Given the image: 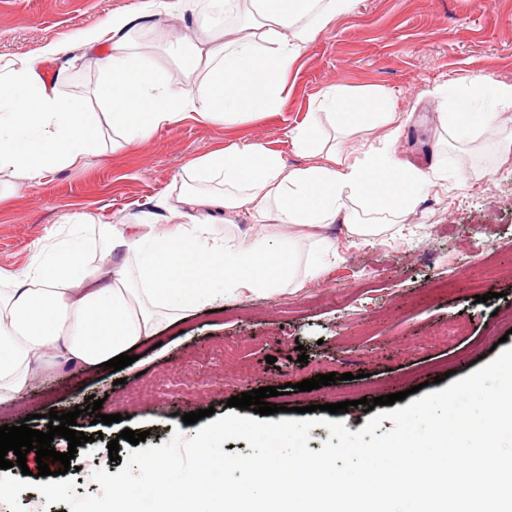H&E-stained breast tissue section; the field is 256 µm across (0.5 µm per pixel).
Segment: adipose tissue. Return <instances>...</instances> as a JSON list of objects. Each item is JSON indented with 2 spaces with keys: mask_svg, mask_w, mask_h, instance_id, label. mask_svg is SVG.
<instances>
[{
  "mask_svg": "<svg viewBox=\"0 0 512 512\" xmlns=\"http://www.w3.org/2000/svg\"><path fill=\"white\" fill-rule=\"evenodd\" d=\"M355 0H254L253 18L237 28L195 42L165 37L170 12L215 15L234 11L237 0H140L112 14L98 30L78 36L103 73L96 96L104 118L83 99L62 95L40 74L35 59L0 65V173L31 183L48 173L84 166L103 155V132L112 145L149 139L187 114L205 122L246 123L280 111L286 78L307 45ZM160 41L180 67L203 74L197 90L177 87L154 60L133 52L135 41ZM321 104L338 131L380 123L399 126L394 99L384 92L352 93L332 87ZM307 165L287 169L281 154L261 143L234 145L193 161L185 188L167 199L168 228L127 236L101 225L107 251L91 257L79 239L36 244L40 258L23 270H0V405L26 389L36 366L64 359L96 367L149 338L160 323L175 324L190 312L244 292L266 293L294 283L298 270L287 243L275 234L248 238L226 233L235 217L265 223L317 226L340 222L363 244L413 211L431 174L398 164L388 147H368L346 159L325 147L315 117L291 133ZM379 216L376 224L359 212ZM126 249L134 269L101 276L112 251Z\"/></svg>",
  "mask_w": 512,
  "mask_h": 512,
  "instance_id": "1",
  "label": "adipose tissue"
}]
</instances>
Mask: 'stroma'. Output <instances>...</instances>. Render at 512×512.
<instances>
[{"label":"stroma","mask_w":512,"mask_h":512,"mask_svg":"<svg viewBox=\"0 0 512 512\" xmlns=\"http://www.w3.org/2000/svg\"><path fill=\"white\" fill-rule=\"evenodd\" d=\"M135 2L0 0V58H34L62 94L91 96L98 67L71 38ZM66 41L75 63L65 70L45 50ZM477 75L512 83V0H357L303 53L287 78L291 91L281 111L226 126L191 116L38 184L0 177V270L17 271L32 262L36 242L67 236L65 219L74 214L95 221L78 232L92 254L104 247L97 225L138 217L163 230V203L179 193L185 168L225 146L260 142L281 152L287 168L306 165L289 133L311 114L342 155L355 158L368 146L386 145L401 162L448 173L405 217L403 234L383 232L371 245L356 241L341 223L240 222L244 234L279 233L303 258L315 240L328 239L337 257L301 288L243 294L221 301L220 311L190 313L158 327L120 372L66 362L39 369L21 397L0 406V426L24 418L43 431L49 410L101 399L102 413L122 419L95 425L80 415L77 428L89 441L67 473L76 495H96L94 471L121 470L133 449L121 441L119 460H110L108 442L123 429L146 433L149 447L176 435L186 441L197 427L184 424V413L211 407L220 418L229 414L231 397L333 372L340 376L334 385L274 397L281 410L271 419L284 420V408L310 405L320 419L323 404L349 400L353 406L340 419L356 432L369 419L358 399L422 383L428 392L439 391L436 377L450 370L459 379L470 375L495 359L499 339L512 347V159L501 157L512 141V104L496 105L495 130L462 138L439 123L440 113L453 111L452 101L432 94L440 85L460 95ZM333 86L392 96L406 117L399 137L386 125L335 132L318 108ZM302 352L307 362H298Z\"/></svg>","instance_id":"obj_1"}]
</instances>
